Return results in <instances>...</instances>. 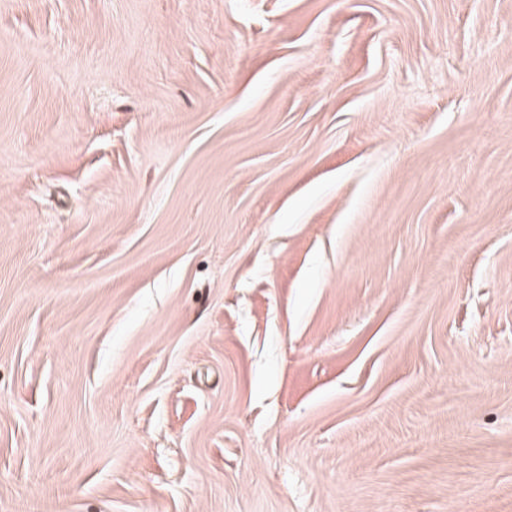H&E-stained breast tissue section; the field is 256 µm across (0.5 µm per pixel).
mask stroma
<instances>
[{"label":"stroma","mask_w":512,"mask_h":512,"mask_svg":"<svg viewBox=\"0 0 512 512\" xmlns=\"http://www.w3.org/2000/svg\"><path fill=\"white\" fill-rule=\"evenodd\" d=\"M0 512H512V0H0Z\"/></svg>","instance_id":"35a3bbf8"}]
</instances>
